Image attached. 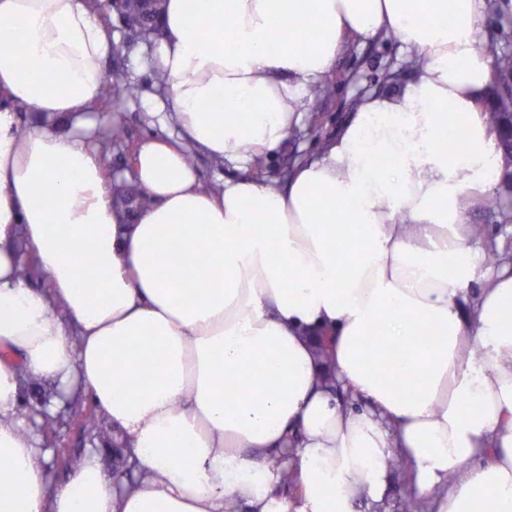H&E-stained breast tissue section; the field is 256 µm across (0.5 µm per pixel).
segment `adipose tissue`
<instances>
[{"instance_id": "adipose-tissue-1", "label": "adipose tissue", "mask_w": 512, "mask_h": 512, "mask_svg": "<svg viewBox=\"0 0 512 512\" xmlns=\"http://www.w3.org/2000/svg\"><path fill=\"white\" fill-rule=\"evenodd\" d=\"M160 8L138 62L179 130L141 144L131 211L93 138L111 31L90 0H0V512H359L397 458L436 512H512V264L471 222L503 174L486 0ZM384 33L425 56L416 80L364 99L285 186L250 176L346 45ZM190 146L244 176L202 191ZM25 378L81 386L137 481L116 489L92 450L53 485ZM287 446L294 492L270 464Z\"/></svg>"}]
</instances>
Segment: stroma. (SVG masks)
<instances>
[{
    "label": "stroma",
    "mask_w": 512,
    "mask_h": 512,
    "mask_svg": "<svg viewBox=\"0 0 512 512\" xmlns=\"http://www.w3.org/2000/svg\"><path fill=\"white\" fill-rule=\"evenodd\" d=\"M103 19L119 34L118 49L105 71L106 77L119 73L137 84L140 90H153L156 83L154 75L138 71L130 54L124 20L116 13L104 14ZM414 59V53L409 52L403 44L387 37L358 43L353 49L345 51L329 76L330 85L322 95V109L308 111L295 138L285 141L275 156L268 160L261 174L262 180L274 185L284 184V172L290 161L312 158L321 141L336 136L349 121L355 98L369 93L388 92V84L382 81L386 70L399 71L401 82L412 81L416 74ZM96 119L98 130H105L108 125L115 124L123 131L122 140L109 146L112 172L116 175L131 171L132 155L138 151L144 139L161 137L167 133L166 128L149 115L147 107L139 98L113 100L111 107L97 113ZM53 420V431L43 436L51 451L49 462L53 484L66 483L93 446L97 447L108 471L127 473L125 455L116 443H96L94 435L72 417L67 404L57 407Z\"/></svg>",
    "instance_id": "stroma-1"
}]
</instances>
